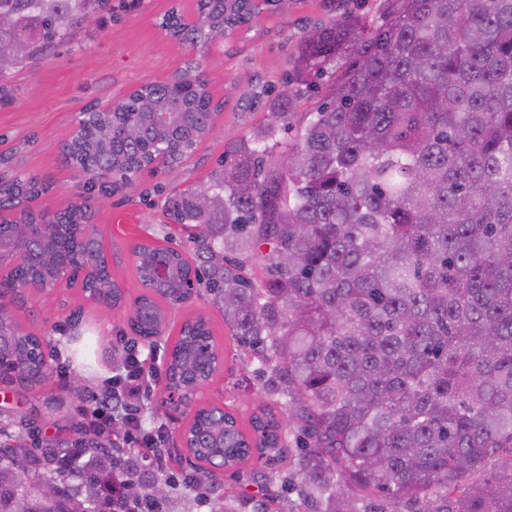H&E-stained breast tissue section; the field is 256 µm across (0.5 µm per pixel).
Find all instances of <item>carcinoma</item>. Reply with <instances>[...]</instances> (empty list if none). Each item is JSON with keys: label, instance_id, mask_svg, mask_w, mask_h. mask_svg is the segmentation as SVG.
Here are the masks:
<instances>
[{"label": "carcinoma", "instance_id": "cac0c4a2", "mask_svg": "<svg viewBox=\"0 0 512 512\" xmlns=\"http://www.w3.org/2000/svg\"><path fill=\"white\" fill-rule=\"evenodd\" d=\"M112 0H0L14 18L0 39L25 52L0 64V99L10 71L69 46L88 22L112 13ZM286 0H199L208 26L176 13L161 28L205 53L224 31L275 13ZM294 86L273 101L264 126L224 152L212 183L167 197L175 224L197 229L208 268L196 281L214 296L248 362L259 363L264 403L244 430L233 413L202 406L185 428L188 455L204 463L188 475L211 512H269L263 500L221 493L217 472L256 457L267 474L292 475L305 512H360L379 494L405 512H512V0H393L370 18L351 12L304 23L282 78ZM323 93L296 141L273 160L276 135L293 100ZM199 66L188 63L162 84L135 90L113 115L98 112L83 137L65 147L67 162L114 192L128 172L156 154L176 167L196 152L213 120ZM47 192L35 176H0V210L26 219L23 202ZM217 201L205 213L195 197ZM91 196L54 224L92 225ZM140 281L157 250L141 246ZM290 263H282V254ZM172 275L189 271L184 254L167 248ZM264 259L255 282L245 259ZM98 255L75 249L89 269L82 288L112 290ZM180 304L169 281L137 298L132 336L119 335L114 369L127 350L168 330ZM17 343L8 381L25 384L27 363L42 358L37 335L7 316ZM205 318L183 325L165 369L168 384L204 379L220 356L202 359ZM293 424L304 442L294 448ZM13 442L0 443V512L19 499L32 512H98L99 472L121 478L131 505L164 512L181 485L159 461L141 466L113 431L78 427L74 443L44 442L34 421L11 420ZM75 451L96 461L77 471L59 467ZM499 471L484 472L493 457ZM55 496L40 499L37 482Z\"/></svg>", "mask_w": 512, "mask_h": 512}]
</instances>
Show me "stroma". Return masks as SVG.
Instances as JSON below:
<instances>
[{
    "label": "stroma",
    "instance_id": "35a3bbf8",
    "mask_svg": "<svg viewBox=\"0 0 512 512\" xmlns=\"http://www.w3.org/2000/svg\"><path fill=\"white\" fill-rule=\"evenodd\" d=\"M112 6L117 20L91 26L72 49L16 69L8 79L11 95L0 101V156L8 158L14 171L48 185V193L31 202L32 210L55 212L81 203L84 190L65 166L62 149L87 106L117 103L141 84L169 79L195 61L220 109L191 158L166 171L163 192L136 184L114 195L95 194L91 201L93 223L110 259L112 277L125 292V307L89 302L80 288L62 287L29 292L24 308L11 311L24 326L51 340L67 372H52L32 390L0 383V426L7 423L8 412L16 411L35 418L46 436L61 440L71 437L74 423L82 421L84 410L105 390L113 374L112 347L120 332L128 331L129 306L144 291L134 272L132 246L151 242L186 252L193 249L187 233L168 232L166 194L207 186L226 143L250 136L263 124L266 103L276 95L290 67L305 20H325L331 12L348 9L377 16L388 11L389 2L337 0L331 6L327 0H289L287 13L261 15L249 32L230 33L204 56L160 27L162 17L173 10L194 20L197 0H142L135 8L128 7L126 0H112ZM250 85L261 89L260 103L240 101L241 89ZM76 307L82 310L80 325L63 329L66 316ZM199 315L210 322L224 355V370L200 392L197 403L218 405L238 419H247L261 400V384L253 369L241 367L237 344L206 290H198L190 301L171 310L168 334L176 336L183 322ZM75 385L81 386L82 396L72 393ZM263 471L261 462L253 459L240 474L224 472L220 478L227 494L267 493L287 500L290 512H304L294 490L279 477L262 480Z\"/></svg>",
    "mask_w": 512,
    "mask_h": 512
}]
</instances>
